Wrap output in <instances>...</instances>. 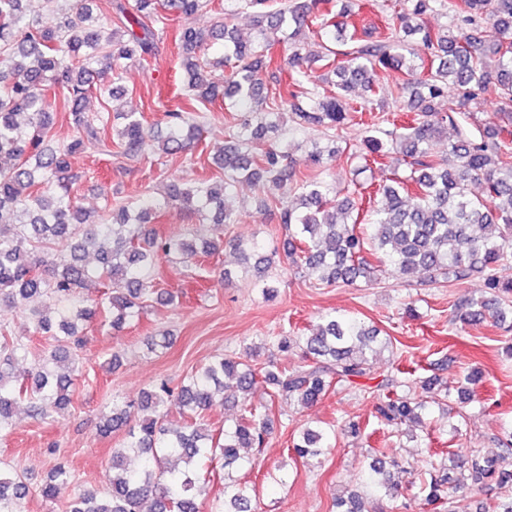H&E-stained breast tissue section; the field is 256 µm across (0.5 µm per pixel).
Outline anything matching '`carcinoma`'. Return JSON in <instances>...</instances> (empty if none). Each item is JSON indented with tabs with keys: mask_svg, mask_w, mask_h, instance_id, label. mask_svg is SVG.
<instances>
[{
	"mask_svg": "<svg viewBox=\"0 0 512 512\" xmlns=\"http://www.w3.org/2000/svg\"><path fill=\"white\" fill-rule=\"evenodd\" d=\"M27 0H0V212L15 216L0 225V301L22 299L35 303L30 319L35 332L58 342L50 370L41 364L31 380L17 382L15 361L26 345L0 328V428L18 403L45 417L62 413L72 402L79 371L72 345L79 332L96 317L110 319L119 332L144 311V299L154 294L157 260L212 255L224 246L243 254L256 269L268 262L257 242L218 241L198 233L174 240L146 225L157 208L174 205L201 216L217 227L235 223L224 199L242 182L260 183L274 191L286 181L297 192L280 202L279 223L285 227L282 250L305 267L320 284L350 286L384 267L404 278L415 273L429 278L453 276L484 279V294L458 309L460 322L476 326L487 320L512 330V0H405V7L388 22L386 33L357 34L349 30L350 10L339 20L320 13V0H245L253 9L255 31L249 38L218 21L207 30L182 28L174 40L184 51L186 80L182 100L164 111L165 135L158 149L166 154L189 148L199 140L196 113L220 103L226 112H241L236 129L224 140L215 164L224 176L202 178L194 185H168L163 200L143 193L135 201L107 204L94 215L78 205L72 188L69 156L87 145L137 161L151 150L152 135L138 112L90 114L86 100L96 93L109 99L124 93L123 72L155 54L164 28L157 23L170 16L194 14L212 0H115L116 17L97 13L98 0H73L53 30L26 14ZM451 15V24L432 26L427 16ZM415 36L428 51L420 61L404 45ZM224 41V76L215 77L201 57L214 40ZM288 67L289 82L279 73ZM395 71L401 78L391 95L405 102L414 117L407 123L381 115L383 103H373L379 75ZM457 91L456 104L444 112L439 101L448 86ZM487 95L495 96L501 121L471 130L460 121ZM57 108L69 114L77 130L65 146L47 140ZM291 114L298 129L321 132L334 153L357 163L360 175L391 160L406 169L375 193L380 203L367 210L357 206L362 186L339 198L329 184L309 172L323 164V148L291 140L288 149L261 148L269 134ZM363 126L365 139L349 152L338 146L348 130ZM452 129L455 139L448 156L436 157L432 143ZM479 183L481 195L471 193ZM62 249L51 258L40 255L46 245ZM93 251L97 264L83 262ZM101 280L105 297L90 305L74 302L85 283ZM378 332L358 317L328 316L306 336H282V349L299 348L312 362L296 369L258 367L251 358L218 357L190 376L178 394L167 387L144 393L140 405L112 401L103 416L102 432L129 431L127 450L142 456V468L123 465L121 451L112 453L104 491L85 489L70 512H200L196 463L215 454L224 457V470L242 469L248 460L241 448H259L269 434V408L251 402L262 386L270 402L314 403L331 388L346 389L367 375L370 357L391 344L377 342ZM396 370L376 385L382 397L374 418L399 429L419 422L427 402L449 397L438 378L421 382L426 398L419 401L398 393L403 387ZM232 391L242 401L243 414L224 427L223 442L213 441L204 412L217 398ZM187 412L181 427L165 424L163 407L169 398ZM324 433L307 427L293 444L296 456L314 460L324 454ZM174 459L183 468L165 469ZM410 474L396 457L370 466L368 493L336 499V512H384L377 502L366 510L367 494L398 497ZM423 501L448 510V483L479 488L494 483L512 488V471L472 448L464 470L456 477L436 467L420 478ZM71 484L59 469L41 487V495L56 500ZM28 494L25 473L15 465L0 471V512H22ZM224 512H252V487L235 482L224 493Z\"/></svg>",
	"mask_w": 512,
	"mask_h": 512,
	"instance_id": "cac0c4a2",
	"label": "carcinoma"
}]
</instances>
